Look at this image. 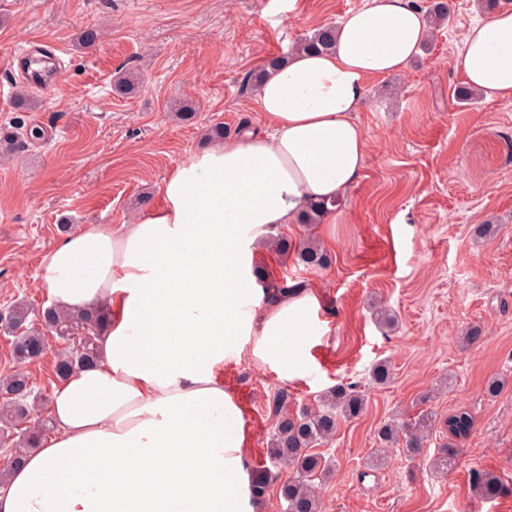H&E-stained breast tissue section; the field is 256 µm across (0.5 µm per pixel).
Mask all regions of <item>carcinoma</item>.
<instances>
[{
  "label": "carcinoma",
  "mask_w": 512,
  "mask_h": 512,
  "mask_svg": "<svg viewBox=\"0 0 512 512\" xmlns=\"http://www.w3.org/2000/svg\"><path fill=\"white\" fill-rule=\"evenodd\" d=\"M334 43V27L324 26L303 37L294 50L327 51ZM288 55L275 56L264 66L249 73L243 79V88L255 90L272 71L282 67ZM115 91L121 95L133 96L140 91L141 80L132 71H124L114 79ZM337 206V201L323 200L307 202L302 223L318 224ZM269 247L279 255H294L295 263L306 269L326 267L330 258L313 238L298 242L283 235L269 234ZM304 287V282L292 283L271 280L264 284L271 298ZM106 312L96 308L86 315L67 314L53 307L37 311L25 304H18L6 315H0V322L13 335L12 358L15 369L12 374L0 379V442L13 441L15 447L26 450L39 447L41 439L51 430L50 420L43 419L30 423L31 412L42 399L39 393L25 398L15 396L28 384L27 367L49 348L48 337L55 336L64 343V349L57 353L53 376L56 381L68 378L76 371L91 366L95 361V338ZM366 396L352 384L338 383L319 395L312 406L292 413L288 409V394L282 392L274 398L273 433L270 439L269 456L280 465L291 470L293 476L279 487V496L288 506V512H322V500L318 483L330 474L331 468L325 456L315 447L328 443L336 435L342 419H356L365 410ZM25 424L27 428L14 439L13 430ZM448 444L433 460L435 468L446 471L452 467L458 456L460 440L469 436L473 419L468 411L459 409L448 416ZM430 423L420 419L414 423L382 425L377 439L388 446L404 437V447L411 456L418 454L427 442ZM276 479L266 470L256 472L250 481L252 501L263 502L270 497ZM474 488L478 497L492 501L505 492L503 480L493 472H480L474 477Z\"/></svg>",
  "instance_id": "obj_1"
}]
</instances>
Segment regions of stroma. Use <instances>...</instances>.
Wrapping results in <instances>:
<instances>
[{"instance_id":"stroma-1","label":"stroma","mask_w":512,"mask_h":512,"mask_svg":"<svg viewBox=\"0 0 512 512\" xmlns=\"http://www.w3.org/2000/svg\"><path fill=\"white\" fill-rule=\"evenodd\" d=\"M367 0H0V130L19 133L0 161V312L19 302L42 308L44 255L61 224H128L160 199L171 169L202 148L207 128L229 135L258 131L266 119L242 89L244 75L324 25L338 24ZM448 23L399 75L369 79L354 119L367 141L364 175L322 224L286 228L313 236L330 263L306 270L293 259L255 250L270 279L304 281L317 292L321 334L311 369L279 379L249 358L224 363V385L249 430V470L270 466L273 399L290 410L314 403L336 383H357L365 412L340 422L323 451L335 475L324 512H512V105L478 97L459 103L465 80L456 67L464 30L485 12L477 0H447ZM98 29L96 44L79 36ZM34 40L57 46L65 62L58 88L32 91L10 56ZM132 68L143 84L117 96L112 75ZM197 105L194 122L178 120V101ZM495 225L493 236L476 228ZM397 318L380 329L375 315ZM485 336L465 343L467 327ZM379 360L390 383H372ZM504 381L489 397L492 378ZM464 408L473 428L454 467L429 462L448 442L444 421ZM432 418L426 448L403 445L374 463L377 431L389 421ZM499 475L509 490L477 497L474 472Z\"/></svg>"}]
</instances>
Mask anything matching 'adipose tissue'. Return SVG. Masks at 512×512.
Here are the masks:
<instances>
[{"label":"adipose tissue","instance_id":"ef3b65f1","mask_svg":"<svg viewBox=\"0 0 512 512\" xmlns=\"http://www.w3.org/2000/svg\"><path fill=\"white\" fill-rule=\"evenodd\" d=\"M428 36L412 0H367L333 50L293 52L266 76V133L194 152L159 205L46 253L49 305L102 307L107 320L95 363L54 387L51 434L0 482V512H254L224 359L245 352L282 380L306 375L320 304L305 288L268 299L252 245L358 183L366 140L353 115L368 81L404 72ZM457 63L472 89L511 104L512 8L467 27Z\"/></svg>","mask_w":512,"mask_h":512}]
</instances>
